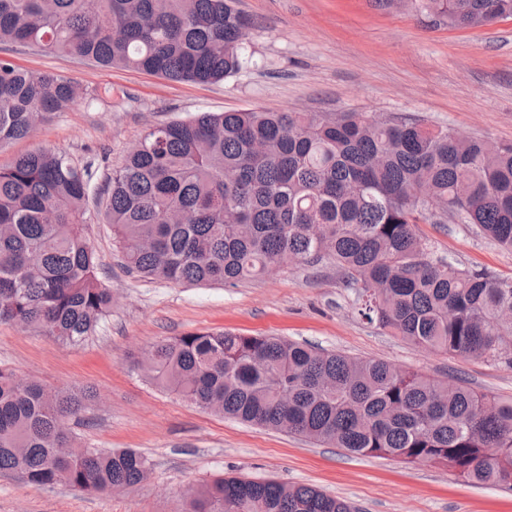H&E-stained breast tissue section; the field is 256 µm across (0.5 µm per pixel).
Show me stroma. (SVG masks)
Wrapping results in <instances>:
<instances>
[{"label": "stroma", "mask_w": 512, "mask_h": 512, "mask_svg": "<svg viewBox=\"0 0 512 512\" xmlns=\"http://www.w3.org/2000/svg\"><path fill=\"white\" fill-rule=\"evenodd\" d=\"M255 25L247 64L218 83L175 82L127 68L13 47L6 57L74 81L83 93L26 139L0 148V168L38 149L94 163L98 186L150 126L200 112H365L421 119L472 137L512 142V18L457 29L410 5L381 0H240ZM431 255L512 277V250L464 224H418ZM86 232L101 259L112 310L83 343L65 346L0 325V367L52 387L90 386L98 398L72 424L79 444L134 448L149 479L109 496L35 487L0 472V512H179L190 489L219 474L308 485L357 512H512V488L477 485L445 468L361 456L205 412L150 383L136 362L156 341L228 331L307 341L381 359L432 378L456 377L512 400V364L416 347L361 319L353 288L329 261L276 269L236 285L141 278L98 209Z\"/></svg>", "instance_id": "35a3bbf8"}]
</instances>
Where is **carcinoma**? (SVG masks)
<instances>
[{"mask_svg": "<svg viewBox=\"0 0 512 512\" xmlns=\"http://www.w3.org/2000/svg\"><path fill=\"white\" fill-rule=\"evenodd\" d=\"M454 28L512 0H413ZM238 0H0V45L213 83L247 62ZM78 84L0 57V147L65 112ZM96 172L41 149L0 168V324L78 345L112 308L84 226ZM439 214L512 249V143L363 112H206L151 126L112 170L104 215L124 265L170 283L235 284L331 257L359 314L414 345L512 363V277L432 259ZM145 376L201 410L353 454L512 487V401L386 361L272 336L195 332L154 344ZM95 398L0 368V472L87 494L147 480L132 448L75 443ZM186 512H355L306 485L217 477Z\"/></svg>", "mask_w": 512, "mask_h": 512, "instance_id": "1", "label": "carcinoma"}]
</instances>
